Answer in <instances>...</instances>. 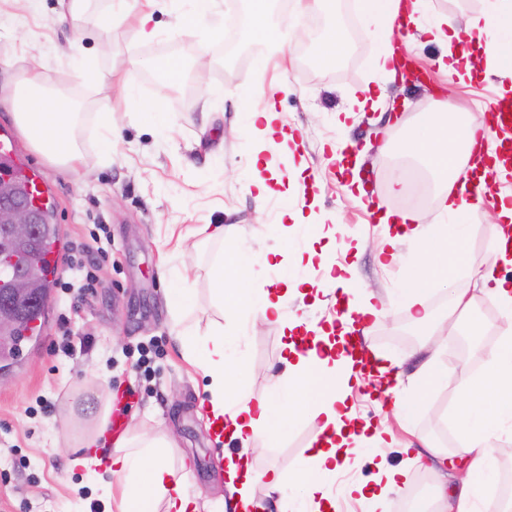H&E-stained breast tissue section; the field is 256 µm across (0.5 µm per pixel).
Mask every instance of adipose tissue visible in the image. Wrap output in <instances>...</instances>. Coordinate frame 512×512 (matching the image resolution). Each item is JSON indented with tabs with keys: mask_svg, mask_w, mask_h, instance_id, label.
<instances>
[{
	"mask_svg": "<svg viewBox=\"0 0 512 512\" xmlns=\"http://www.w3.org/2000/svg\"><path fill=\"white\" fill-rule=\"evenodd\" d=\"M486 2V8L469 20L464 34L448 33L447 22L442 18L425 24V33L444 50L437 64L448 78L462 81L485 70L512 80V0ZM421 4L422 0H360L368 31L380 42L373 66L381 76L396 77L397 54L391 36L399 18H408L413 24L420 22ZM5 98L36 151L63 167L73 166L79 160L74 137L78 114L68 98L47 89L43 73L26 68L6 85ZM478 131V126L468 123L449 126L446 114L438 112L431 126L411 134L401 150L421 157L443 186L468 169L481 181L508 183L512 180V169L495 161L494 148L483 146ZM439 209L441 219L435 224L424 223L416 213L384 211L379 218L380 223L397 227L379 244V253L388 263L398 262L403 244L415 242L420 246L413 262L418 276L409 285L408 310L418 324L431 319L422 285L447 284L451 274L463 266L468 220L479 214L481 204L449 193L441 198ZM493 213L495 233L490 260L479 271L478 278L482 293L507 325L486 353L480 370L457 397L450 416L456 437L451 450L426 436L419 437L414 444H401L395 436H384L371 424L358 421L349 398L361 379L353 358L336 351L334 339L353 331L356 316L377 315L370 294L351 295V312L340 318L337 326H321L314 321L305 324L297 317H282L289 291L299 285L293 276H280L284 285L280 291L268 282L245 291L227 289L223 286L224 271L229 268L237 275L245 273V253L236 251L228 266H216L219 306L246 313L256 320H280L282 331L289 334L290 340L283 347V374L272 382L267 394L256 397L234 387L232 373L226 367L222 334L208 335L203 359L209 378L203 400L207 411L219 420L226 438L243 447L249 446L259 434L270 440L281 436L298 415L319 424L307 455L291 478H284L275 469L256 472L243 453L228 456L224 477L235 512H250L255 506L254 488L259 483L271 495L299 489L307 512H336L341 495L362 501L370 512H383L388 495L400 488L405 476L403 467L379 464L373 485L350 483L341 493L332 491L331 480L336 472L368 440L381 448L401 446L405 453L425 465L436 461L444 466L451 460L464 463L460 481L451 493L441 494L437 512H503L479 490L497 470L494 438L504 428H512V281L499 274L500 269L512 265V207L503 204L495 207ZM455 331V324L442 325L427 359L409 377L403 375L400 362L388 355L369 354L374 374L391 380L384 394L391 400L395 416L406 417L411 404L438 377L442 350ZM110 408L106 402L97 411L88 434L79 443L80 453L69 459V467L92 473L97 467L106 466L119 484L118 493L108 497L112 512H199L197 498L184 488L183 474L167 460L173 446L169 436L120 434L112 438L109 461L101 460L96 445L99 438L107 436Z\"/></svg>",
	"mask_w": 512,
	"mask_h": 512,
	"instance_id": "1",
	"label": "adipose tissue"
}]
</instances>
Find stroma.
I'll use <instances>...</instances> for the list:
<instances>
[{"instance_id": "obj_1", "label": "stroma", "mask_w": 512, "mask_h": 512, "mask_svg": "<svg viewBox=\"0 0 512 512\" xmlns=\"http://www.w3.org/2000/svg\"><path fill=\"white\" fill-rule=\"evenodd\" d=\"M68 5L69 0H0V28L8 32L0 39V85L20 69L40 65L83 113L77 133L81 158L74 168L48 163L26 138L18 140L22 151L47 169L54 186L52 221L64 238L60 277L71 287L51 288L40 335L24 345L13 377L0 383V473L9 475L0 481V512H90L91 504L100 503L110 475L87 483L83 469H68L66 459L84 434L81 406L118 391L128 397L126 424L172 437L171 461L183 467L185 487L197 496L201 512H233L224 487L223 455L239 448L216 440L199 414L207 378L198 354L205 335L222 327L236 385L258 397L283 371L284 338L277 324L259 322L248 330L243 314L219 311L213 264L247 247L253 265L234 282L241 290L276 280L280 268L291 269L306 294H289L286 316L322 322L332 317L334 307L317 301V289L325 286L327 273L351 268L352 286L392 298L362 345L394 355L403 371L411 372L422 344L434 339L435 327L414 324L404 298L392 292L399 270L385 271L376 264L375 246L385 228L374 223L372 213L379 206L408 208V193L391 188L393 176L413 165L400 145L413 128L431 119L436 102L447 103L449 123L479 122L496 99L501 79L493 74L448 81L436 64L441 47L416 27H403L393 40L427 70L428 81L397 79L385 85L376 109L362 110L355 97L382 82L373 68L377 41L355 20V0H329L325 7L303 12L290 0L285 11H271V28L292 27L297 36L266 53L259 52L251 34L249 0H218L205 26L187 33H174L175 14L167 9L155 12L152 24L158 35L151 40L136 39L128 22L86 30L84 55L112 71L114 81L81 86L73 81L64 55L77 25ZM335 23L347 37L341 57L332 65L306 60L302 47L318 52ZM168 56L188 65L180 87L168 85L153 66ZM263 58L269 62L267 79L282 76L289 86L276 99L283 127L294 134L284 148L259 146L247 130L248 114L263 111L266 104L249 91ZM135 59L142 68L132 69ZM127 75L134 83L132 104L120 83ZM107 108L115 136L106 160L97 150L95 117ZM156 112L171 113L167 131L155 125ZM341 115L346 118L342 124L337 121ZM348 149L357 152L362 172H377L376 192L360 197L348 192L330 163L334 152ZM256 162L271 163L280 178L273 194L262 199L252 185ZM288 195L303 200L306 226L295 227L283 216ZM492 214V207H485L470 228L468 271L455 274L450 285L425 290L436 321L453 317L451 292H473L468 272L488 263ZM205 224L223 225V240H202L197 230ZM101 227L107 232L101 240L107 255L97 259L96 281L87 288L70 256ZM327 227L334 229L333 237H324ZM308 249L324 252V259L295 265V254ZM180 279L194 292L188 341L178 337L167 300ZM64 316L70 320L67 338L59 332ZM471 317L484 323V331L473 332L471 322L462 323L459 335L448 341L443 379L427 386L411 407L414 432L444 447L451 444L448 408L497 341L502 325L480 296ZM41 399L50 403V414L36 411ZM317 430V422L301 417L275 441L257 438L250 454L254 469L294 472ZM386 461L407 469V480L389 495L386 512H398L415 490L435 496V474L412 467L408 455L393 448L387 449Z\"/></svg>"}]
</instances>
